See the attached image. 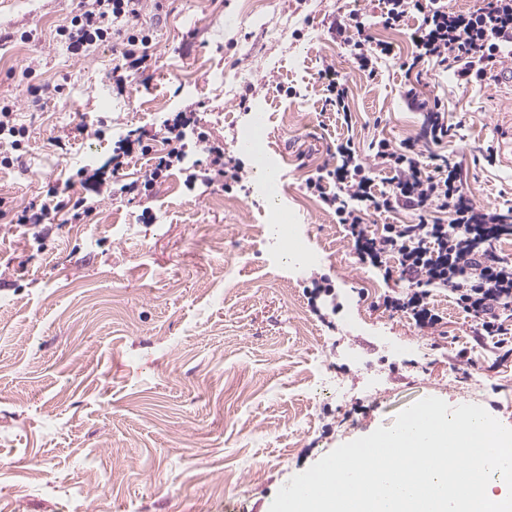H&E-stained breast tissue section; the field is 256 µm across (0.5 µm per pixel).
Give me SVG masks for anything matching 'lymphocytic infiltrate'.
Segmentation results:
<instances>
[{"instance_id":"1","label":"lymphocytic infiltrate","mask_w":512,"mask_h":512,"mask_svg":"<svg viewBox=\"0 0 512 512\" xmlns=\"http://www.w3.org/2000/svg\"><path fill=\"white\" fill-rule=\"evenodd\" d=\"M145 2L80 0V13L66 34L68 50L78 57L96 40L123 36L124 72L115 78L121 92L127 76L145 73L152 65L149 39L136 33ZM411 18L417 25L412 33L414 50L401 63L406 73L431 61L451 70L458 81L485 83L494 80L505 60H512V0H483L482 7L466 12L448 9L442 0H385L381 13L385 27H400ZM330 30L337 41L353 46L360 70H373L378 59L392 52L388 43L366 34L363 22L339 19ZM430 112L422 140L382 139L373 145L375 167L391 174L390 191H375L373 178L348 142L336 148V167L322 169L309 185L354 239L361 263L397 274L406 283V295L387 299V306L410 313L417 326H435L439 317L426 299L431 287L442 286L473 316L481 337L508 335L512 330L506 327L504 315L512 310V265L498 255L494 242L512 233V209L473 203L448 161L426 172L421 142L438 144L452 134L440 106H431ZM191 123L183 114L161 122L159 132L167 150L144 173L143 185L183 163L180 144ZM400 207L414 211L413 223L387 224L380 234L368 235L365 223L370 212ZM435 210L450 211L451 223L432 221Z\"/></svg>"}]
</instances>
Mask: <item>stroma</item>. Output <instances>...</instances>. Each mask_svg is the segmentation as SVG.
<instances>
[{
  "mask_svg": "<svg viewBox=\"0 0 512 512\" xmlns=\"http://www.w3.org/2000/svg\"><path fill=\"white\" fill-rule=\"evenodd\" d=\"M78 3L0 0V107L27 130L19 163L0 166V197L20 210L67 184L95 203L77 224L50 213L39 239L0 217V512H269L292 476L426 397L512 428V352L478 339L448 289L430 292L432 328L387 307L402 283L360 264L307 187L342 141L366 159L373 141L421 134L427 112L403 98L399 67L415 20L378 25L383 0H162L139 20L156 69L120 93L121 39L79 60L67 49ZM353 13L393 47L371 73L329 31ZM329 65L351 123L326 103ZM29 66L52 88L36 101ZM420 89L454 126L427 152L455 164L476 205L512 208V95L430 63ZM258 109L274 196L237 149ZM179 112L223 145L240 183L175 168L147 192L86 191L79 167ZM321 275L333 294L316 299ZM323 377L342 394H316Z\"/></svg>",
  "mask_w": 512,
  "mask_h": 512,
  "instance_id": "stroma-1",
  "label": "stroma"
}]
</instances>
